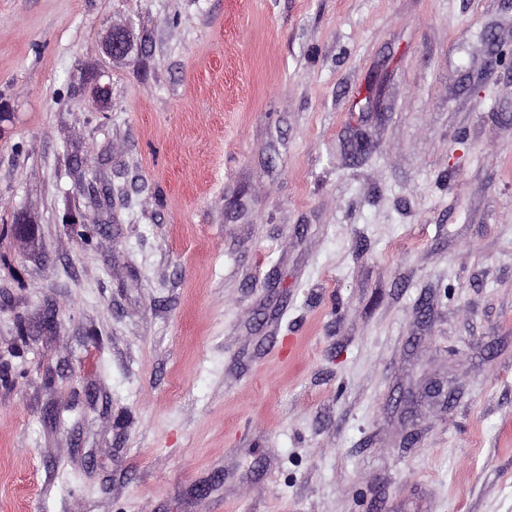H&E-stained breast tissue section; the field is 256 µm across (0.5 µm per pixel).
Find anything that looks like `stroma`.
Returning <instances> with one entry per match:
<instances>
[{"instance_id":"stroma-1","label":"stroma","mask_w":512,"mask_h":512,"mask_svg":"<svg viewBox=\"0 0 512 512\" xmlns=\"http://www.w3.org/2000/svg\"><path fill=\"white\" fill-rule=\"evenodd\" d=\"M0 512H512V0H0ZM132 34L127 27H114L105 40V50L112 58L125 57L132 48Z\"/></svg>"}]
</instances>
